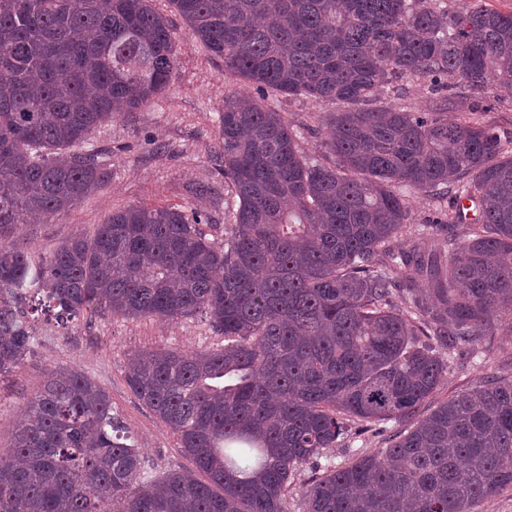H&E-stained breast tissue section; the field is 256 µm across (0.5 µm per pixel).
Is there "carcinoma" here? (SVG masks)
Returning <instances> with one entry per match:
<instances>
[{
	"label": "carcinoma",
	"instance_id": "1",
	"mask_svg": "<svg viewBox=\"0 0 512 512\" xmlns=\"http://www.w3.org/2000/svg\"><path fill=\"white\" fill-rule=\"evenodd\" d=\"M149 2L0 0V377L30 351L37 308L59 324L201 313L224 347L142 350L127 369L193 468L146 478L107 392L61 368L0 455V512H289L301 468L389 421L408 427L306 484V512H471L512 487V380L414 419L450 355L512 316V134L444 118L457 80L512 87V12L170 0L259 93L219 113L218 174L238 198L224 247L197 209L137 206L36 264L9 241L18 225L103 189L109 171L80 145L169 87L175 32ZM414 75L430 79V111L377 105L391 77ZM269 94L349 105L326 123L333 164L303 155ZM404 188L451 200L426 253L400 250L418 231Z\"/></svg>",
	"mask_w": 512,
	"mask_h": 512
}]
</instances>
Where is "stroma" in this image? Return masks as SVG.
<instances>
[{
  "instance_id": "stroma-1",
  "label": "stroma",
  "mask_w": 512,
  "mask_h": 512,
  "mask_svg": "<svg viewBox=\"0 0 512 512\" xmlns=\"http://www.w3.org/2000/svg\"><path fill=\"white\" fill-rule=\"evenodd\" d=\"M154 9L170 21L175 33V69L168 90L135 112H123L91 133L86 149L98 151L110 178L104 189L82 199L67 212L25 224L12 243L31 257L78 231L91 230L117 210L139 205H195L211 216L203 230L215 244L224 242V226L231 223L238 200L218 175L213 156L218 149L216 117L225 95L245 91L244 81L225 73L222 60L212 57L192 34L170 0H153ZM462 104L448 118L474 115L500 132L512 131V90L489 88L480 92L458 86ZM381 105L424 112L432 105L428 79L399 78L386 87ZM273 104L293 125L303 152L323 159L326 115L339 111L336 103H318L303 97L278 96ZM206 194H197V187ZM411 223L419 234L408 236L403 247L427 249L429 224L441 214V203L421 192H410ZM30 353L17 372L0 379V452L9 453L27 400L57 369L74 367L93 378L110 395L112 412L125 427L132 444L140 448L146 471L157 477L170 468L190 466L177 435L131 392L127 380L129 354L158 348L212 350L223 347L202 316L162 322L154 318L122 319L92 316L59 326L36 319ZM478 362L460 349L457 362L440 384L434 401L416 412L425 417L434 402L479 385L489 377L512 379V325L503 324L480 345ZM400 430L390 422L352 438L348 445L325 449L322 465L340 466L369 451L385 448Z\"/></svg>"
}]
</instances>
